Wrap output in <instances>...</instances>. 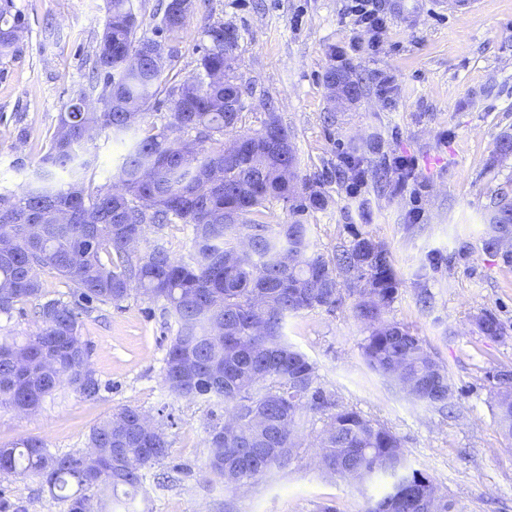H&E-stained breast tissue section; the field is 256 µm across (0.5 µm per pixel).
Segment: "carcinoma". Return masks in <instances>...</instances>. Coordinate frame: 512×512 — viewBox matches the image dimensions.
Segmentation results:
<instances>
[{
	"label": "carcinoma",
	"mask_w": 512,
	"mask_h": 512,
	"mask_svg": "<svg viewBox=\"0 0 512 512\" xmlns=\"http://www.w3.org/2000/svg\"><path fill=\"white\" fill-rule=\"evenodd\" d=\"M13 0H0V58L15 50L24 29ZM188 15L178 0L165 5L159 33L180 35ZM140 23L130 0H110L88 89L65 106L39 166L17 193H0V314L42 297L40 271H56L74 288V304L50 299L38 304L39 331L19 344L0 341V405L20 413L39 408L66 382L87 398L99 391L80 337V311L95 304H119L136 290L160 303L177 325L164 358L163 380L177 397L224 401L237 425L215 426L208 434V466L234 491L285 466L301 447L312 418L324 416L320 456L324 469L363 486L387 481L379 499H365L360 512H460L427 472L409 464L397 436L384 424L353 408H337L322 386L316 365L288 342V318L305 311L331 310L341 303L338 275L355 289L356 317L365 327L362 353L379 375H398L416 400L448 409V370L406 326L385 318L399 288L387 245L357 232L332 255L316 249L302 216L323 210L330 197L302 177L290 135L269 116L263 129L240 131L246 88L230 70L238 38L221 40V23L204 30L209 46L195 73L170 92V122L136 140L118 168L120 189L92 187L96 136L129 133L151 100L162 92L161 65L151 57L127 70L132 54L157 43L138 35ZM363 93L362 79L346 66L331 67L325 79ZM283 138L288 150L260 155L250 142ZM365 171L348 158L344 176L353 187ZM511 180L491 196L484 248L512 265ZM289 205V220L271 222L268 204ZM179 220L192 228V249L175 261L157 240L138 257L127 238L159 233ZM480 333L503 337L491 313L476 318ZM25 351L22 365L12 361ZM190 362L195 386L186 388L180 368ZM495 419L512 437V370L492 376ZM142 415L125 407L92 427L89 447L112 449L106 468L87 470L85 458L55 455L37 438L0 448V474L45 477L67 512H85L90 496L100 512H131L146 471L167 455L160 428L149 433L121 430Z\"/></svg>",
	"instance_id": "cac0c4a2"
}]
</instances>
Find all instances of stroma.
<instances>
[{
    "label": "stroma",
    "mask_w": 512,
    "mask_h": 512,
    "mask_svg": "<svg viewBox=\"0 0 512 512\" xmlns=\"http://www.w3.org/2000/svg\"><path fill=\"white\" fill-rule=\"evenodd\" d=\"M378 3L386 27L374 37L358 25L350 0H195L186 32L172 43L164 93L124 139L98 137L92 184H116L129 146L168 123L166 91L194 73L204 29L233 26L235 75L247 90L243 130H261L273 114L293 136L302 175L319 179L332 198L327 209L303 216L321 252L333 253L357 232L387 244L400 286L386 317L408 326L447 367L454 413L422 404L368 368L350 288L336 308L289 319V342L316 364L339 405L390 428L409 463L460 512H512V438L495 423L492 380L512 369V266L483 245L491 194L512 178V156L492 158L497 140L512 133V0H470L456 9L446 0ZM14 8L26 29L14 54L0 59V193L25 185L65 104L84 87L109 0H14ZM333 64L360 74L364 91L328 123L324 74ZM353 153L367 173L355 195L338 176ZM401 155L416 158L418 168L400 188L380 189L376 169ZM485 312L497 317L503 339L478 331L475 319ZM82 321L98 394L86 398L63 383L36 412L0 407V446L37 438L54 454L84 453L91 428L129 406L161 426L169 443L134 499L135 512H319L324 503L359 512L363 495L384 492L380 480L361 491L325 474L316 461L317 424L305 429L288 465L225 489L206 467V439L227 411L220 400L178 398L164 385L176 325L162 305L135 291ZM0 496L27 512H65L37 474L0 476Z\"/></svg>",
    "instance_id": "stroma-1"
}]
</instances>
